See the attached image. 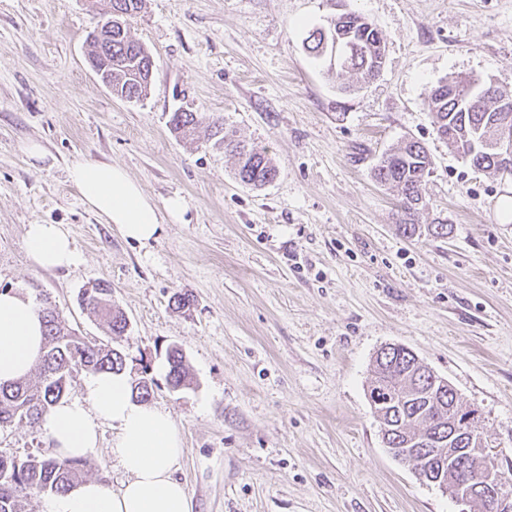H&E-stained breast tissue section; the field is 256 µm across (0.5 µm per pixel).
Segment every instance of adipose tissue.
I'll use <instances>...</instances> for the list:
<instances>
[{
  "label": "adipose tissue",
  "instance_id": "adipose-tissue-1",
  "mask_svg": "<svg viewBox=\"0 0 512 512\" xmlns=\"http://www.w3.org/2000/svg\"><path fill=\"white\" fill-rule=\"evenodd\" d=\"M69 177L88 210L142 245L158 237L165 217L184 212L177 198L157 206L121 167L108 162L77 164ZM25 242L37 268H66L75 261L65 225H27ZM44 343L34 303L17 291L0 292V384L27 376ZM86 391L85 398L64 399L50 409L42 421L46 436L57 457L91 458L99 452L101 424H114L111 452L129 479L116 493L97 481L79 483L49 498L44 512H191L185 487L173 476L183 447L171 415L135 402L121 374H94Z\"/></svg>",
  "mask_w": 512,
  "mask_h": 512
}]
</instances>
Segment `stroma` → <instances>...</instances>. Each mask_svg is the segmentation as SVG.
<instances>
[{"instance_id": "obj_1", "label": "stroma", "mask_w": 512, "mask_h": 512, "mask_svg": "<svg viewBox=\"0 0 512 512\" xmlns=\"http://www.w3.org/2000/svg\"><path fill=\"white\" fill-rule=\"evenodd\" d=\"M355 12L385 41L377 80L342 94L303 48L309 30ZM99 0H0V287L47 295L94 344L154 380L149 405L183 438L174 476L191 512H480L420 480L383 441L367 387L380 348L399 344L479 409L484 437L512 450V179L474 172L434 125L427 94L448 78L512 91V0H143L129 21L151 52L140 102L113 96L87 62ZM222 118L269 149L278 175L253 188L173 112ZM432 167L407 238L398 199L372 169L405 140ZM42 143L33 164L25 142ZM78 162L123 167L183 215L156 240H126L69 179ZM29 224H63L77 260L35 268ZM104 280L128 319L110 340L81 292ZM190 294L187 311L172 306ZM179 347L189 386L166 382ZM100 428L88 476L128 481ZM0 451L52 455L43 428L0 427Z\"/></svg>"}]
</instances>
